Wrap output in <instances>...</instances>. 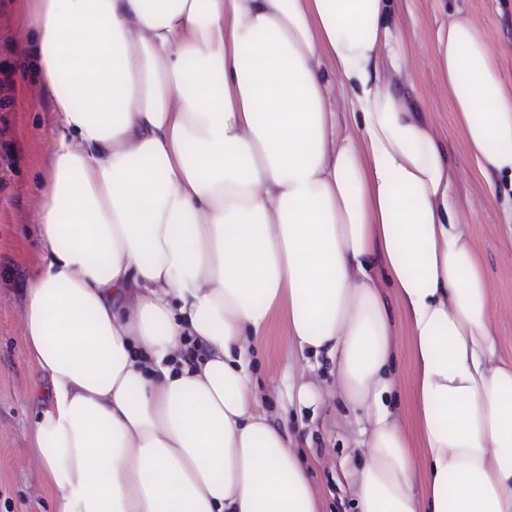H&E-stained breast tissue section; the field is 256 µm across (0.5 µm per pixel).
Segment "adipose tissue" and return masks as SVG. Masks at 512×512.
I'll return each mask as SVG.
<instances>
[{
    "label": "adipose tissue",
    "mask_w": 512,
    "mask_h": 512,
    "mask_svg": "<svg viewBox=\"0 0 512 512\" xmlns=\"http://www.w3.org/2000/svg\"><path fill=\"white\" fill-rule=\"evenodd\" d=\"M21 27L61 128L22 288L52 512H321L251 372L277 315L366 413L356 512H512V363L394 0H28ZM434 55L479 173L512 180L480 28Z\"/></svg>",
    "instance_id": "ef3b65f1"
}]
</instances>
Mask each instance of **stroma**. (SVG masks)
Instances as JSON below:
<instances>
[{
    "instance_id": "35a3bbf8",
    "label": "stroma",
    "mask_w": 512,
    "mask_h": 512,
    "mask_svg": "<svg viewBox=\"0 0 512 512\" xmlns=\"http://www.w3.org/2000/svg\"><path fill=\"white\" fill-rule=\"evenodd\" d=\"M22 0H0V512H50L49 491L31 448L34 371L24 344L20 286L42 257L37 203L49 175L47 142L53 114L39 102L27 75L30 46L20 32ZM471 16L489 50L512 83V0H399L403 35L411 44L404 79L421 111L441 135L455 170L454 199L481 255L492 288L499 354L512 360V235L502 186L476 171L453 126L448 88L437 72L433 41L456 12ZM258 388L276 419L301 428L302 453L314 460L315 490L323 512H339L350 500L346 463L358 453L352 406L336 394L332 364L292 348L274 324L253 359ZM313 381L316 392L300 400L298 388Z\"/></svg>"
}]
</instances>
